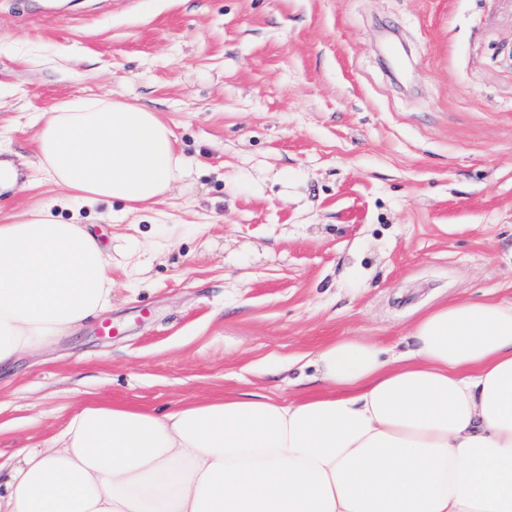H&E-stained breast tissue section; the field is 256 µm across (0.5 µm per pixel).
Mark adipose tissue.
<instances>
[{
  "mask_svg": "<svg viewBox=\"0 0 512 512\" xmlns=\"http://www.w3.org/2000/svg\"><path fill=\"white\" fill-rule=\"evenodd\" d=\"M37 123L54 204L0 224V371L112 305L84 208L158 203L191 162L158 113L75 98ZM410 349L347 337L313 359L323 391L228 394L157 415L83 404L0 482V512H512V304L460 301Z\"/></svg>",
  "mask_w": 512,
  "mask_h": 512,
  "instance_id": "obj_1",
  "label": "adipose tissue"
}]
</instances>
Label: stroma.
<instances>
[{"instance_id": "stroma-1", "label": "stroma", "mask_w": 512, "mask_h": 512, "mask_svg": "<svg viewBox=\"0 0 512 512\" xmlns=\"http://www.w3.org/2000/svg\"><path fill=\"white\" fill-rule=\"evenodd\" d=\"M76 97L159 112L194 166L83 211L112 306L0 374L2 473L82 402L291 400L327 343L512 302V0H0V224L52 201L35 118Z\"/></svg>"}]
</instances>
